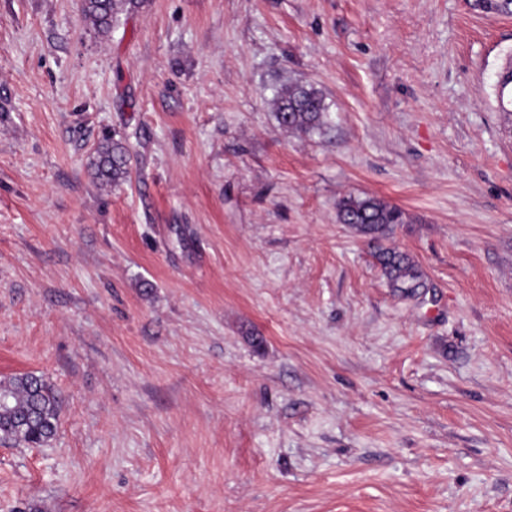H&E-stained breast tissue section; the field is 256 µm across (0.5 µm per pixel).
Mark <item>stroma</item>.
<instances>
[{
  "label": "stroma",
  "instance_id": "1",
  "mask_svg": "<svg viewBox=\"0 0 512 512\" xmlns=\"http://www.w3.org/2000/svg\"><path fill=\"white\" fill-rule=\"evenodd\" d=\"M80 7L0 0V379L62 397L49 445L0 443V512H512V17L144 0L101 36ZM291 82L322 132L279 127ZM347 195L403 209L419 297ZM511 85V90H510ZM511 91V96L505 97V92ZM497 107L505 116H512V58L510 57L506 67L497 76L495 83ZM510 105L511 108L508 106ZM273 103L275 118L287 132L311 135L321 132L327 124L324 96L313 86L288 83L276 91ZM93 153L89 169L101 186L112 188L128 178L131 150L126 140L116 139V134H105ZM376 258L393 292L413 298L420 294V289L426 288L423 271L406 253L394 248L378 247Z\"/></svg>",
  "mask_w": 512,
  "mask_h": 512
}]
</instances>
